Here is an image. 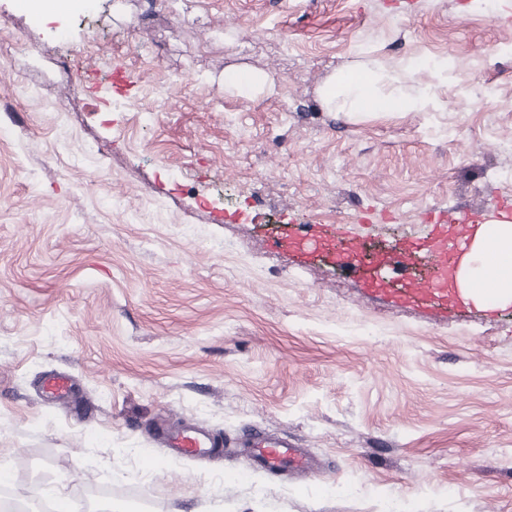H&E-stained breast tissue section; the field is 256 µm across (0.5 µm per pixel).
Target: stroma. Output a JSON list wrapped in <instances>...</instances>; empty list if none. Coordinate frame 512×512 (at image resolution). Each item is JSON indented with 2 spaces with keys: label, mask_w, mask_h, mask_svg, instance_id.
<instances>
[{
  "label": "stroma",
  "mask_w": 512,
  "mask_h": 512,
  "mask_svg": "<svg viewBox=\"0 0 512 512\" xmlns=\"http://www.w3.org/2000/svg\"><path fill=\"white\" fill-rule=\"evenodd\" d=\"M0 0V470L123 512H512V304L403 307L278 225L369 249L512 195V0ZM435 112L358 119L353 67ZM70 58L69 68L60 65ZM133 88L74 94L87 69ZM231 70L270 89L243 95ZM73 378L69 402L40 390ZM298 440L309 474L174 457L158 421ZM327 106L373 117L402 112H428L436 107L432 84L407 91L380 70L357 67L334 77L323 90Z\"/></svg>",
  "instance_id": "stroma-1"
}]
</instances>
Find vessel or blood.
I'll list each match as a JSON object with an SVG mask.
<instances>
[{
	"label": "vessel or blood",
	"instance_id": "b4317fda",
	"mask_svg": "<svg viewBox=\"0 0 512 512\" xmlns=\"http://www.w3.org/2000/svg\"><path fill=\"white\" fill-rule=\"evenodd\" d=\"M129 85L123 68L109 70L104 81L92 83L90 92H123ZM512 220V198H499L491 215L479 211L428 213L423 235L403 238L391 250L366 254L360 234L347 229L338 236H327L321 225L306 224L289 228L277 237L276 248L297 253L318 250L351 269L363 288L402 304L444 306L460 304L454 288L457 258L462 251L463 234L468 225L487 218ZM167 448L181 456H206L222 447L221 439L205 431L184 427L162 433ZM245 465H256L268 472L306 470L310 460L306 449L285 438L255 432L242 442Z\"/></svg>",
	"mask_w": 512,
	"mask_h": 512
}]
</instances>
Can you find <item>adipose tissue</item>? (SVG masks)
Listing matches in <instances>:
<instances>
[{
	"mask_svg": "<svg viewBox=\"0 0 512 512\" xmlns=\"http://www.w3.org/2000/svg\"><path fill=\"white\" fill-rule=\"evenodd\" d=\"M327 106L373 117L435 108L431 83L407 90L380 70L357 67L323 90ZM464 298L483 305L512 304V221H489L476 228L456 272Z\"/></svg>",
	"mask_w": 512,
	"mask_h": 512,
	"instance_id": "adipose-tissue-1",
	"label": "adipose tissue"
}]
</instances>
